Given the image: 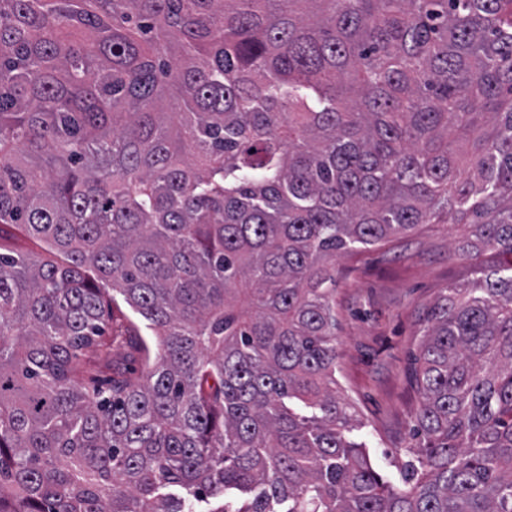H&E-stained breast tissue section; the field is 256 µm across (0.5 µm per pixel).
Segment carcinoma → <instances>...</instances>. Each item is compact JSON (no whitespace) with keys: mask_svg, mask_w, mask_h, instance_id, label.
Instances as JSON below:
<instances>
[{"mask_svg":"<svg viewBox=\"0 0 512 512\" xmlns=\"http://www.w3.org/2000/svg\"><path fill=\"white\" fill-rule=\"evenodd\" d=\"M0 512H512V0H0ZM504 257L422 329L383 480L336 256ZM134 372L88 389L109 304ZM1 228V252L34 259H59L47 250L44 242L24 235L14 225L3 224Z\"/></svg>","mask_w":512,"mask_h":512,"instance_id":"carcinoma-1","label":"carcinoma"}]
</instances>
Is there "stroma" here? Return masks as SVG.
I'll return each instance as SVG.
<instances>
[{"instance_id": "obj_1", "label": "stroma", "mask_w": 512, "mask_h": 512, "mask_svg": "<svg viewBox=\"0 0 512 512\" xmlns=\"http://www.w3.org/2000/svg\"><path fill=\"white\" fill-rule=\"evenodd\" d=\"M467 234L462 224H426L336 259V378L361 422L358 435L373 467L394 482L419 404L412 367L423 319L446 289L498 260L492 251L459 256L455 246Z\"/></svg>"}]
</instances>
